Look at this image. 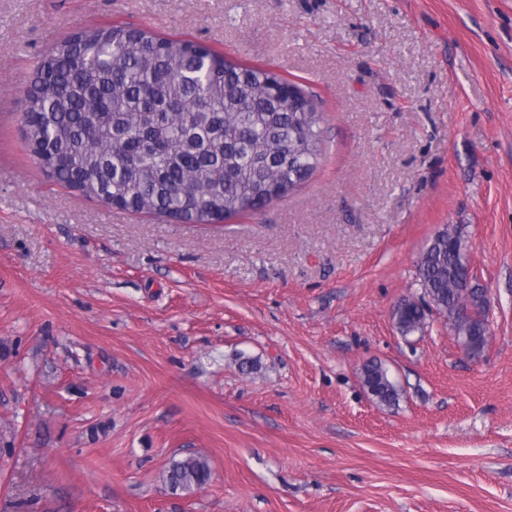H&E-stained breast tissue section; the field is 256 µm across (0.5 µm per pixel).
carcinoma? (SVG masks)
Listing matches in <instances>:
<instances>
[{
	"mask_svg": "<svg viewBox=\"0 0 512 512\" xmlns=\"http://www.w3.org/2000/svg\"><path fill=\"white\" fill-rule=\"evenodd\" d=\"M238 63L190 40L160 37L130 24L80 29L45 54L23 98V132L53 181L106 207L215 224L267 205L301 186L322 161V112L296 84ZM468 267L461 228L448 225L419 254L423 298L393 315L404 335L424 331L427 312L446 319L457 341L483 352L490 335L486 298L460 283ZM380 404L400 390L380 363L362 369ZM206 461L169 467L173 490L210 480Z\"/></svg>",
	"mask_w": 512,
	"mask_h": 512,
	"instance_id": "1",
	"label": "carcinoma"
}]
</instances>
